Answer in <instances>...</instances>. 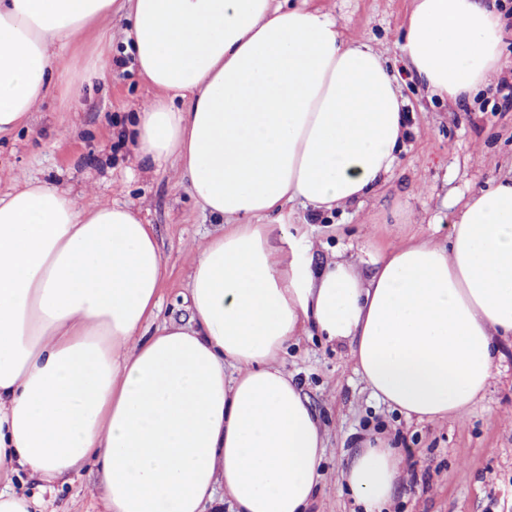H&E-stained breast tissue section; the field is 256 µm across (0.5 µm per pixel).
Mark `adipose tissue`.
<instances>
[{"mask_svg": "<svg viewBox=\"0 0 512 512\" xmlns=\"http://www.w3.org/2000/svg\"><path fill=\"white\" fill-rule=\"evenodd\" d=\"M113 16L158 92L136 157L177 165L221 226L192 266L189 324L145 339L164 273L152 225L38 179L0 192V512H39L19 471L51 483L89 462L105 512H307L325 434L282 354L315 334L406 418L466 414L512 337V178L464 199L447 244L380 249L365 276L313 267L279 234L293 204L362 203L399 161L408 101L382 55L308 0H0V138ZM506 23L495 0H413L399 49L429 96L469 103L512 69ZM400 464L373 432L341 478L382 512Z\"/></svg>", "mask_w": 512, "mask_h": 512, "instance_id": "ef3b65f1", "label": "adipose tissue"}]
</instances>
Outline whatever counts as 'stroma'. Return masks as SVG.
<instances>
[{"label": "stroma", "instance_id": "stroma-1", "mask_svg": "<svg viewBox=\"0 0 512 512\" xmlns=\"http://www.w3.org/2000/svg\"><path fill=\"white\" fill-rule=\"evenodd\" d=\"M330 12L347 39L363 40L399 74L412 131L389 182L362 206L311 218L297 209L284 233L313 263L360 262L377 249L414 234L447 241L453 201L489 182L512 176V110L496 112L495 86L474 102L428 99L400 57L399 32L412 0H315ZM110 40L100 43L101 31ZM128 23L109 19L88 29L74 52L83 71L59 69L50 93L32 114L31 129L0 140V188L30 177L70 188L80 204L119 202L153 224L165 276L158 319L191 316L184 297L196 248L218 226L201 213L175 166L136 159L124 131L132 112L154 97L129 51ZM83 88L81 98L70 94ZM499 373L484 397L464 416L410 422L378 403L354 372L349 350L314 336L288 349L285 369L303 384L325 430L326 450L312 512H359L340 472L357 434L381 431L402 464L390 512H512V342L500 346ZM99 481L85 465L73 481L23 475L19 485L41 496L43 512H100Z\"/></svg>", "mask_w": 512, "mask_h": 512}]
</instances>
